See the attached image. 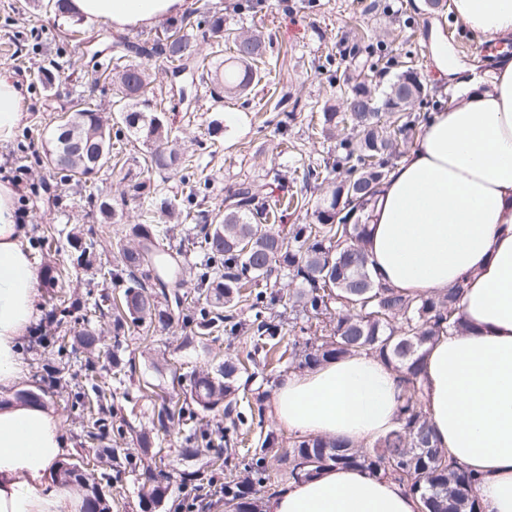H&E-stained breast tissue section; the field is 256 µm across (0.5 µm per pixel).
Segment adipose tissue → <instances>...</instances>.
Listing matches in <instances>:
<instances>
[{
  "label": "adipose tissue",
  "instance_id": "adipose-tissue-1",
  "mask_svg": "<svg viewBox=\"0 0 512 512\" xmlns=\"http://www.w3.org/2000/svg\"><path fill=\"white\" fill-rule=\"evenodd\" d=\"M184 0H66L69 18L153 27ZM456 18L487 40L512 37V0H452ZM436 63L456 94L434 113L390 173L370 213L366 253L376 280L409 296L463 285L469 332L442 336L425 359L424 409L439 447L479 477L482 512H512V57L488 77H461L445 37ZM17 81L0 73V142L27 115ZM42 276L32 262L17 193L0 182V512H83L81 486L59 465L73 451L55 410L17 400L27 371L21 343L39 316ZM399 374L366 354L289 373L269 414L291 434L371 442L396 424ZM269 512H420L399 483L333 466L281 487Z\"/></svg>",
  "mask_w": 512,
  "mask_h": 512
}]
</instances>
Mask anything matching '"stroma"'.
I'll return each mask as SVG.
<instances>
[{
	"mask_svg": "<svg viewBox=\"0 0 512 512\" xmlns=\"http://www.w3.org/2000/svg\"><path fill=\"white\" fill-rule=\"evenodd\" d=\"M46 2L0 0V71L19 79L29 101L28 116L13 139L0 144V182L14 186L18 193V209L29 226L31 256L40 272L68 264L66 235L77 227L97 240L99 259L118 274L105 283L95 270L73 271L66 287L73 308L67 314L50 301L54 287L43 286L37 330L22 344L28 374L19 387L40 393L43 405L61 415L75 454L92 456L97 449L85 443V421L71 404L74 393L85 383L87 355L76 348L59 352L56 339L80 330L86 310L101 296L121 295L130 286L129 276L119 269L117 242L123 227L142 221L143 206L135 184L151 180L181 200L188 196L189 186L182 183L180 172H148L145 146L129 136L116 145L119 163L110 174L102 171L77 184L63 183L43 164L44 147L58 115L83 101L105 106L112 99L111 71L90 61L79 70L69 65L71 58L84 53L86 41L108 31L116 38L151 43L164 31L160 25L115 30L101 22L89 27L47 8ZM238 2L185 0L183 14L190 19L187 32L199 41L208 36V19L214 11L222 13L227 28L263 32L270 43V75L247 97L213 100L211 85L199 80L188 104L171 92L162 56L129 58L130 63H143L154 74L153 102L180 141L195 153L199 162L195 178L209 181L204 197L194 199L190 216L168 225L160 238L161 245L188 270L184 309L190 315L204 307L206 297L196 286L194 272L202 257L191 242L204 224V215L223 207L225 198L242 181L251 182L263 199L287 195L302 199L301 207L289 209L282 221L273 224V232L284 236L290 225L310 222L306 205L315 201L317 191L306 182L304 173L336 155L346 133L337 131L332 139L315 136L308 123L311 113L321 112L323 107L332 105L344 111L340 89L350 64V49H357L360 59L381 64L391 57L414 60L421 80L436 91L435 102L425 105V112H441L449 106L448 81L435 66L426 35L425 6H413L412 0H251L250 8L241 10ZM441 14L448 19L445 34L454 61L465 69L476 61L493 67L499 51L489 50L488 40L454 18L451 7H444ZM44 67L56 75V86L50 91L36 79ZM103 193L111 194L120 223H103L90 204V196ZM94 322L101 335L94 359L102 381L113 393L115 411L129 426L126 447H135L137 434L151 430V420L163 399L185 397L192 374L229 356L243 361L248 369L237 381L238 405L248 415L241 432L255 440L276 431L268 406L285 375V366L273 359H252L249 336L221 333L210 336L202 346L191 327L181 323L152 335L153 342L147 346L141 342L142 336L148 335L146 327L131 324L117 335L111 316L95 317ZM116 352L132 365L119 380L111 372ZM152 447L153 468L171 477V494L155 512H176L180 500L197 492L196 483H181V473L205 470L206 458L187 452L183 431L176 426L155 436ZM109 473L112 512H141L138 474L121 458L114 459Z\"/></svg>",
	"mask_w": 512,
	"mask_h": 512,
	"instance_id": "1",
	"label": "stroma"
}]
</instances>
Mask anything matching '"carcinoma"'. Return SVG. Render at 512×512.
I'll return each instance as SVG.
<instances>
[{
    "instance_id": "carcinoma-1",
    "label": "carcinoma",
    "mask_w": 512,
    "mask_h": 512,
    "mask_svg": "<svg viewBox=\"0 0 512 512\" xmlns=\"http://www.w3.org/2000/svg\"><path fill=\"white\" fill-rule=\"evenodd\" d=\"M210 46L206 52L189 35L174 32L171 42L150 48L134 42L117 41L113 47L137 56L159 53L169 64V71L182 70L199 59H214L206 71L213 93L246 96L266 78L264 68L267 44L262 34L249 30L224 29V18L209 20ZM230 56L223 58L224 50ZM153 78L148 68L129 64L112 79L113 100L108 112L86 105L61 117L44 157L66 182L93 175V171L112 169V129L122 125L130 135L150 146L145 165L152 170H189L195 160L186 150L175 147L176 136L162 113L150 108L149 93ZM347 106L343 112L329 107L322 112V133L328 135L340 125H349L352 137L341 141L342 154L323 169L311 170L321 186L312 206L313 223L293 224L288 239L273 234L269 220L278 215L279 201L261 200L243 183L234 194L235 201L217 211L194 247L206 260L197 285L211 294L213 308L205 307L186 321L194 325L195 335L202 338L222 331L233 335L241 322L236 320V306L242 301L241 289L269 276L273 267L287 271L298 280V288L288 297L289 308L302 313L314 325L307 327L312 335L289 347L288 363L302 371L346 356L364 353L392 369L402 377L403 393L396 426L373 443L369 449L356 448L336 439L295 436L290 448L277 451L278 437L267 433L261 445L251 450L248 483L224 482V499L233 512H259L254 497L255 486L265 481L269 461L285 468L288 479L296 482L312 478L323 469L342 465L357 467L373 475L391 477L417 495L425 512H480L474 493L478 478L459 466L443 448L432 440V431L422 403L425 356L438 337L462 333L469 325L460 314L459 302L464 293L459 285L445 293L426 297H409L377 282L369 269L363 247L368 234V211L374 196L386 177V169L399 153V145L422 126L426 115L415 108L432 97V91L420 79L417 69L402 65L383 88H373L369 78L355 64L345 78ZM139 196L147 200L153 217L171 218L176 214V198L163 195L151 182L136 186ZM102 219L116 224L119 213L109 201L93 200ZM131 245H120L122 266L134 276L136 285L127 288L121 303L115 305L112 326L124 329L128 322L147 323L164 331L173 322L165 289L158 291L147 285L164 272L168 280H184V268L175 257L160 247L156 230L149 224H133ZM71 249V265L88 267L97 256V241L77 233L67 235ZM276 297L258 291L250 307L255 309L253 335L255 348L274 345L277 326L267 321L264 311L274 305ZM77 340L89 352L96 350L100 336L86 318ZM239 364L232 358L194 376L189 400L164 408L158 414L159 427L177 422L187 428L186 439L192 452L208 454L219 447L235 446L234 439L222 429L201 428L194 422L200 411L210 412L224 407V415L233 413L237 391ZM86 385L74 394L73 405L85 411L90 423L86 432L90 443L104 444L125 438L124 421L114 420L111 407L104 403L106 389L99 384L97 367L88 365ZM124 459L131 469L142 466L139 505L143 512L160 506L168 497L167 477L155 472L151 465L130 449ZM100 465L92 472L99 480L92 483L93 496L87 499L86 512H110L102 483H110V475ZM85 464L75 459L60 465L59 476L66 480H83Z\"/></svg>"
}]
</instances>
